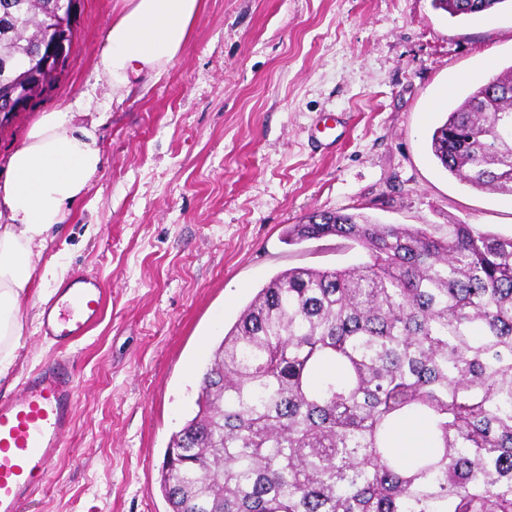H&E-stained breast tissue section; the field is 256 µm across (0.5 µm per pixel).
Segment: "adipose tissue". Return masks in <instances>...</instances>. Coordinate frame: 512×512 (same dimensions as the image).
I'll return each instance as SVG.
<instances>
[{
  "mask_svg": "<svg viewBox=\"0 0 512 512\" xmlns=\"http://www.w3.org/2000/svg\"><path fill=\"white\" fill-rule=\"evenodd\" d=\"M201 0H120L95 69L115 89L140 74L161 75L180 54ZM103 165L94 127L74 109L42 113L0 180V375L12 363L19 314L53 229Z\"/></svg>",
  "mask_w": 512,
  "mask_h": 512,
  "instance_id": "obj_1",
  "label": "adipose tissue"
}]
</instances>
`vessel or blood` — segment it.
<instances>
[{"label":"vessel or blood","instance_id":"b4317fda","mask_svg":"<svg viewBox=\"0 0 512 512\" xmlns=\"http://www.w3.org/2000/svg\"><path fill=\"white\" fill-rule=\"evenodd\" d=\"M101 283L71 279L45 305L41 332L64 348L83 337L100 316ZM77 376L60 356L24 378L16 395L0 398V512H23L63 452L76 413Z\"/></svg>","mask_w":512,"mask_h":512}]
</instances>
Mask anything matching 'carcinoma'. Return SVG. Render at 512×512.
<instances>
[{
    "label": "carcinoma",
    "instance_id": "carcinoma-1",
    "mask_svg": "<svg viewBox=\"0 0 512 512\" xmlns=\"http://www.w3.org/2000/svg\"><path fill=\"white\" fill-rule=\"evenodd\" d=\"M0 13V112L53 40L56 0ZM451 17L512 0H433ZM448 113L430 149L473 188L512 194V67ZM295 242L360 249L275 275L203 374L160 486L171 512H512V235L321 210ZM425 422V446L395 434Z\"/></svg>",
    "mask_w": 512,
    "mask_h": 512
}]
</instances>
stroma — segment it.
I'll return each instance as SVG.
<instances>
[{
  "label": "stroma",
  "mask_w": 512,
  "mask_h": 512,
  "mask_svg": "<svg viewBox=\"0 0 512 512\" xmlns=\"http://www.w3.org/2000/svg\"><path fill=\"white\" fill-rule=\"evenodd\" d=\"M117 0H82L68 67L45 99L0 124V178L41 113L82 101L103 168L42 261L93 277L100 320L69 348L78 378L66 453L25 512H170L165 449L198 410L201 377L260 288L292 267L358 253L286 240L314 210L382 224H475L512 235V195L473 188L429 149L485 56L512 67V11L459 19L432 0H202L162 76L112 89L95 70ZM0 398L49 362L41 307Z\"/></svg>",
  "instance_id": "stroma-1"
}]
</instances>
